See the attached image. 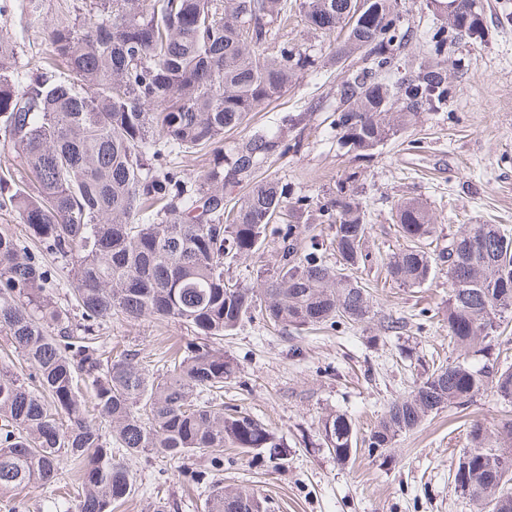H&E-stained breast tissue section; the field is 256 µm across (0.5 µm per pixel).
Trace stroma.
I'll use <instances>...</instances> for the list:
<instances>
[{"instance_id": "obj_1", "label": "stroma", "mask_w": 512, "mask_h": 512, "mask_svg": "<svg viewBox=\"0 0 512 512\" xmlns=\"http://www.w3.org/2000/svg\"><path fill=\"white\" fill-rule=\"evenodd\" d=\"M484 17V38L465 39L448 48V80L454 88L446 108L417 114L404 130L359 158L341 148L332 125L340 75L327 66L304 76L283 97L251 113L224 136L225 150L258 129H273L289 115L306 113L291 131L296 151L268 160L261 173L288 184L295 195L326 202L349 176L367 204L370 260L358 275L373 295L380 317L406 321L387 331L378 321L366 328L277 331L262 320L246 323L224 339V352L238 371L224 385V403L249 413L282 437L285 459L275 462L225 448L224 469L216 477L226 487H243L264 498L270 512H476L455 491L452 475L467 446V424L481 418L494 426L512 416V406L492 394L467 410H444L420 428L398 436L384 453L359 448L354 460L338 465L322 443L319 421L328 413L351 417L359 437H367L392 399L410 391L432 357L447 359L444 315L448 302L446 263L419 288L394 283L385 260L400 241L392 221L398 201L427 204L438 226L431 252L444 251L469 224H499L512 231V0H476ZM413 40L402 59L409 67L424 62L422 38L441 18L426 0H401ZM17 46L18 80L46 51L41 33L26 27L15 0H0V29ZM279 243L231 263L224 276L246 285L273 269ZM113 352L137 349L151 361L165 358L175 344L195 339L176 322L151 318L113 319L99 331ZM137 490L116 512H149L163 502L167 512H203V488L183 473L204 467L201 459L172 461L157 455L131 458ZM61 481L51 487L28 485L0 491V512H46L48 501L78 486V474L60 460Z\"/></svg>"}]
</instances>
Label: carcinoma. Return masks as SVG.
Listing matches in <instances>:
<instances>
[{
  "mask_svg": "<svg viewBox=\"0 0 512 512\" xmlns=\"http://www.w3.org/2000/svg\"><path fill=\"white\" fill-rule=\"evenodd\" d=\"M54 65L18 87L15 44L0 31V155L14 158L24 180L0 173V208L25 224L27 239L0 233V335L29 370L0 361V489L58 479V460L81 466L78 512H112L135 490L127 457L204 458L188 473L208 488L204 512H268L255 493L213 480L224 447L262 450L283 443L250 414L217 401L238 366L217 343L257 316L297 332L374 316L370 293L353 276L366 265V213L337 189L321 206L335 226L336 264L323 260L316 237L301 252L297 225L306 196L291 197L258 175L296 144L283 129L257 132L223 153L224 133L280 99L305 75L344 62L336 88L339 144L371 156L418 113L448 101V45L484 31L475 0H458L454 18L433 29L428 65L403 70L398 56L410 30L398 0H300L307 32L345 34L329 59L313 45L280 40L288 0H72L74 20L43 22V0H27ZM255 17L253 36L240 15ZM211 152L213 164L190 183L171 155ZM402 247L388 259L395 283L419 288L436 273L424 250L437 234L415 199L395 206ZM281 240L279 265L256 287L224 279V265ZM70 267L58 282L43 256ZM448 344L441 363L407 395L390 401L367 439L384 452L396 436L446 408H466L487 392L512 405V366H478L512 313V232L469 224L446 252ZM65 287L80 319L54 300ZM151 317L193 329L190 341L159 371L136 350L106 354L95 329L112 316ZM340 464L358 450L344 413L319 422ZM453 474L455 490L480 512H512V419L490 430L476 419Z\"/></svg>",
  "mask_w": 512,
  "mask_h": 512,
  "instance_id": "carcinoma-1",
  "label": "carcinoma"
}]
</instances>
